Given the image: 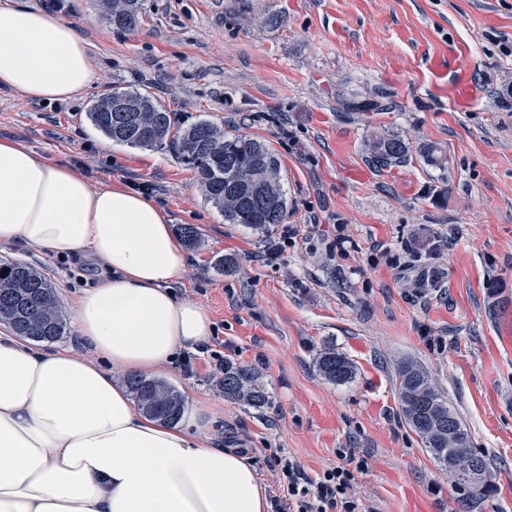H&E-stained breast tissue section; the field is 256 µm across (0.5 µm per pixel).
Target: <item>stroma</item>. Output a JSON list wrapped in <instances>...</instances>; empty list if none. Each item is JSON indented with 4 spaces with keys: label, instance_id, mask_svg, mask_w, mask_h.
I'll return each mask as SVG.
<instances>
[{
    "label": "stroma",
    "instance_id": "stroma-1",
    "mask_svg": "<svg viewBox=\"0 0 512 512\" xmlns=\"http://www.w3.org/2000/svg\"><path fill=\"white\" fill-rule=\"evenodd\" d=\"M18 2L73 22L100 78L65 102L0 91V137L95 182L151 185L172 226L196 227L173 291L216 331L159 376L207 404L216 445L269 490V450L314 475L350 448L369 459L353 488L367 512H512V0H139L127 31L98 0ZM116 83L149 90L179 126L207 119L269 146L295 233L225 223L173 149L95 130L87 109ZM372 99L382 109L362 110ZM389 135L408 156L380 168L370 146ZM0 260L43 273L68 318L95 282L87 257L1 245ZM328 348L349 382L320 374ZM217 354L259 370L266 406L225 399ZM405 360L485 452L489 495L462 501L405 422Z\"/></svg>",
    "mask_w": 512,
    "mask_h": 512
}]
</instances>
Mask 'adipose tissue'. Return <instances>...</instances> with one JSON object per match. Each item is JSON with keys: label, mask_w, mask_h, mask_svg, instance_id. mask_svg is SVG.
<instances>
[{"label": "adipose tissue", "mask_w": 512, "mask_h": 512, "mask_svg": "<svg viewBox=\"0 0 512 512\" xmlns=\"http://www.w3.org/2000/svg\"><path fill=\"white\" fill-rule=\"evenodd\" d=\"M98 78L73 23L0 6V89L58 102ZM1 243L87 255L101 273L74 304L90 355L0 336V512H267L251 463L214 445L206 405L172 426L112 375H153L214 334L204 308L172 290L186 252L166 212L0 138Z\"/></svg>", "instance_id": "adipose-tissue-1"}]
</instances>
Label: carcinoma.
I'll return each mask as SVG.
<instances>
[{"mask_svg":"<svg viewBox=\"0 0 512 512\" xmlns=\"http://www.w3.org/2000/svg\"><path fill=\"white\" fill-rule=\"evenodd\" d=\"M110 22L120 29L139 23L138 0H100ZM120 101L134 103L135 126L126 123L127 113L116 110ZM88 119L114 141L133 147L174 149L177 159L192 169L207 199L224 213L227 224L263 229L283 222L287 212L286 191L279 178V161L264 143L243 134L228 135L224 129L202 120L187 128L172 121L171 112L150 91L118 85L94 101ZM407 156L406 144L395 137H380L371 146L372 161L382 167ZM0 324L14 335L37 343H55L67 334V322L54 288L40 272L24 262H0ZM321 374L336 384L348 382L353 366L346 357L327 350L318 359ZM402 415L426 452L448 469L457 490L471 497L478 489L488 492L486 455L472 446L470 433L448 399L429 374L413 363L403 364L397 376ZM128 389L138 406L150 416L170 423L178 421L184 399L171 384L159 378L131 375ZM224 397L261 408L268 402L257 383L254 368L224 363Z\"/></svg>","mask_w":512,"mask_h":512,"instance_id":"1","label":"carcinoma"}]
</instances>
